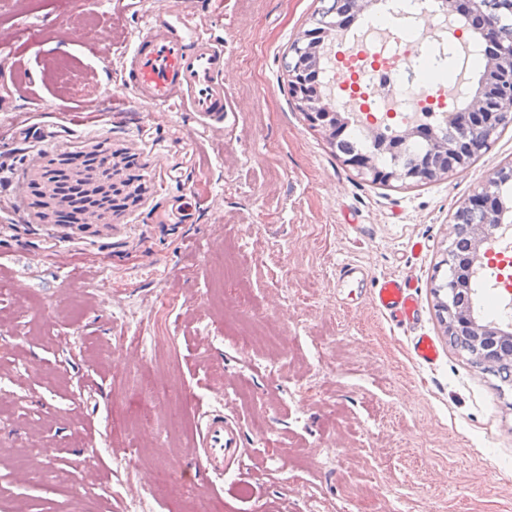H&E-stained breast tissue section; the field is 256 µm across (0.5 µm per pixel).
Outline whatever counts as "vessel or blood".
Wrapping results in <instances>:
<instances>
[{
  "label": "vessel or blood",
  "mask_w": 512,
  "mask_h": 512,
  "mask_svg": "<svg viewBox=\"0 0 512 512\" xmlns=\"http://www.w3.org/2000/svg\"><path fill=\"white\" fill-rule=\"evenodd\" d=\"M124 64L126 87L137 102L223 118L224 45L206 37L198 16L174 0L147 16ZM372 303L396 325L417 328L412 358L422 365L436 364V343L419 329L422 305L412 280L383 279ZM194 448L195 467L208 476L231 474L243 455L239 428L216 409L202 412Z\"/></svg>",
  "instance_id": "b4317fda"
}]
</instances>
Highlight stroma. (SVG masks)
<instances>
[{
	"label": "stroma",
	"instance_id": "obj_1",
	"mask_svg": "<svg viewBox=\"0 0 512 512\" xmlns=\"http://www.w3.org/2000/svg\"><path fill=\"white\" fill-rule=\"evenodd\" d=\"M183 2L224 44L220 124L125 88L161 0H0V512H122L135 496L148 512L199 497L222 512H512V387L451 343L434 294L453 216L512 164V127L463 171L377 184L288 92L285 58L321 0ZM99 148L139 155L147 186L105 223H54L15 188L38 152ZM347 261L364 286L337 285ZM389 276L416 284L435 366L373 306ZM253 320L275 344H239ZM147 369L184 405L179 429ZM209 407L239 424L242 473L195 475Z\"/></svg>",
	"mask_w": 512,
	"mask_h": 512
}]
</instances>
